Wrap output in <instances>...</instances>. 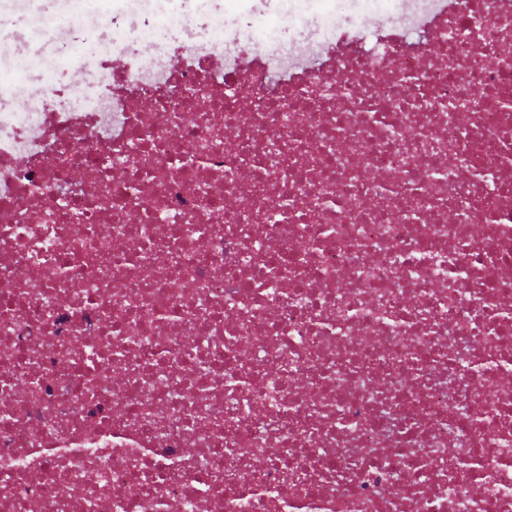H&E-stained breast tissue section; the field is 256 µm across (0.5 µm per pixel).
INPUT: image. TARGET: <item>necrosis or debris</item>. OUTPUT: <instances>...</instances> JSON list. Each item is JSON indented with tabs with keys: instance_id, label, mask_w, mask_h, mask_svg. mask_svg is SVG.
I'll return each mask as SVG.
<instances>
[{
	"instance_id": "necrosis-or-debris-1",
	"label": "necrosis or debris",
	"mask_w": 512,
	"mask_h": 512,
	"mask_svg": "<svg viewBox=\"0 0 512 512\" xmlns=\"http://www.w3.org/2000/svg\"><path fill=\"white\" fill-rule=\"evenodd\" d=\"M391 2L0 74V512H512V0ZM334 1L328 5L327 9L321 8L319 3L314 0H288V4L279 2L280 7L278 1H273L264 22L251 28L247 33H252L254 43L258 40L256 45L268 50L276 42L268 43L262 39L275 28L280 31L285 27L288 29L289 35L292 36L296 29H300L308 23H315L321 28L329 30L354 25L368 36V43L371 46L375 43L376 36L381 29L402 26L400 15L390 12L384 0ZM368 16L382 17L385 24L381 27L363 25L362 20Z\"/></svg>"
}]
</instances>
